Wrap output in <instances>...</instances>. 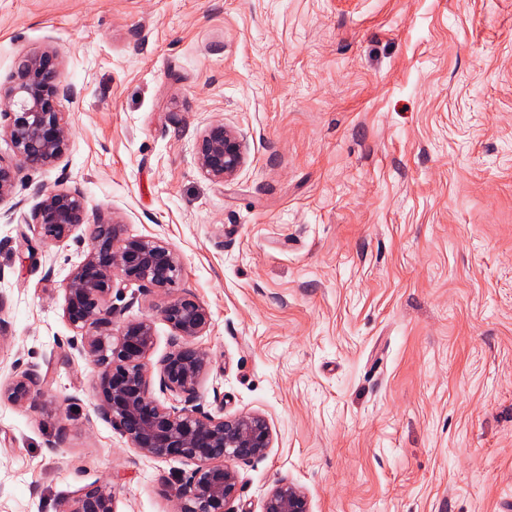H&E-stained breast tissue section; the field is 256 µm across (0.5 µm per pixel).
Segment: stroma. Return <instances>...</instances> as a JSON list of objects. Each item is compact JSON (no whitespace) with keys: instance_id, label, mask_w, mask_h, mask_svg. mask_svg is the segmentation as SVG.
Wrapping results in <instances>:
<instances>
[{"instance_id":"stroma-1","label":"stroma","mask_w":512,"mask_h":512,"mask_svg":"<svg viewBox=\"0 0 512 512\" xmlns=\"http://www.w3.org/2000/svg\"><path fill=\"white\" fill-rule=\"evenodd\" d=\"M45 48L77 96L66 155L0 202V384L50 382L0 400V512L105 482L116 512H173L192 469L92 408L61 290L85 231L21 220L57 184L181 254L212 316L205 411L272 429L240 512L281 481L312 512H512V0H0V87ZM214 122L246 149L224 184L196 162ZM163 301L112 299L154 317V367ZM48 382L49 375L43 374L40 366L31 365L18 373L3 390L0 387V399L14 405H35L44 395Z\"/></svg>"}]
</instances>
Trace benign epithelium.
Returning a JSON list of instances; mask_svg holds the SVG:
<instances>
[{
    "label": "benign epithelium",
    "mask_w": 512,
    "mask_h": 512,
    "mask_svg": "<svg viewBox=\"0 0 512 512\" xmlns=\"http://www.w3.org/2000/svg\"><path fill=\"white\" fill-rule=\"evenodd\" d=\"M76 97L65 83L58 54L40 49L21 55L0 103V136L10 140L13 158L0 157V202L11 197L20 169L54 166L69 149L70 126L58 103ZM197 163L211 181L233 180L245 164L241 135L224 123L198 136ZM41 201L24 217L43 237L57 242L87 225V251L63 284V317L76 332L72 344L91 357L94 412L112 423L142 455L179 458L195 464L189 477L170 488L177 512H237L238 465L263 459L272 444L268 420L260 414H215L204 410L198 388L209 366L197 339L211 326L209 309L190 294L174 292L183 261L178 250L156 237H123L112 214L87 223L88 201L77 186L41 187ZM135 284L142 293L167 296L156 314L171 328L170 351L153 383L149 355L155 344L154 318L117 319L112 293ZM49 375L38 365L18 373L0 399L34 405ZM160 392L171 405L155 395ZM112 485L101 483L61 503L59 512H116ZM263 512H311L308 496L292 484L278 483L263 501Z\"/></svg>",
    "instance_id": "obj_1"
}]
</instances>
